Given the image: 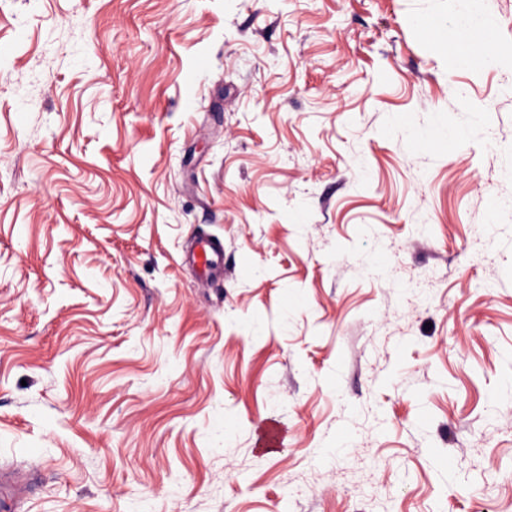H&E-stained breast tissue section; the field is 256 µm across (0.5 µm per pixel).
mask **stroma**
I'll return each mask as SVG.
<instances>
[{"mask_svg": "<svg viewBox=\"0 0 512 512\" xmlns=\"http://www.w3.org/2000/svg\"><path fill=\"white\" fill-rule=\"evenodd\" d=\"M1 469L18 512H512V0H0ZM487 21L484 15L468 12L460 15L448 29V34L453 39L450 41L456 46L457 61L460 65H468L473 61L471 47L479 32L487 27ZM184 263L207 284L216 282L224 273V244L209 235L198 234L185 251Z\"/></svg>", "mask_w": 512, "mask_h": 512, "instance_id": "1", "label": "stroma"}]
</instances>
